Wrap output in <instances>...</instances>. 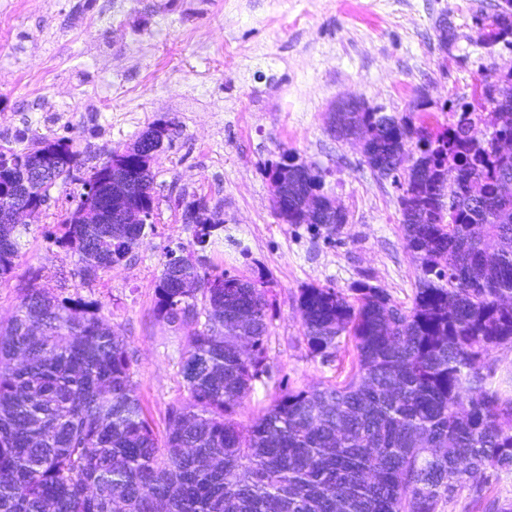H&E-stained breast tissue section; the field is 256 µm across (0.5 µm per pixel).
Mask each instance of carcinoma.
Masks as SVG:
<instances>
[{"label": "carcinoma", "instance_id": "carcinoma-1", "mask_svg": "<svg viewBox=\"0 0 512 512\" xmlns=\"http://www.w3.org/2000/svg\"><path fill=\"white\" fill-rule=\"evenodd\" d=\"M473 26L483 47L512 49V0ZM493 111L475 101L451 107L456 120L433 133L413 113L345 112L336 139L367 135L376 173L407 158L399 204L406 245L420 263L410 305L361 282L346 294L308 286L298 306L309 355L334 361L340 338L356 361L346 378L311 390L284 388L243 434L234 421L253 383L267 373L269 314L264 276L201 271L193 251L164 252L158 317L183 332L188 397L170 408L159 437L145 415L124 339L101 305L20 289L0 324V512H441L466 488L482 498L489 477L512 476V389L502 390L493 350L512 343V78ZM491 129L480 140L466 115ZM158 122L130 148L88 168L67 137L0 153V202L39 206L62 180L78 181L77 207L55 242L94 281L120 266L145 224L112 222V179L131 199L154 202L149 152ZM49 172L35 175L37 168ZM272 193L290 224L345 223L324 192L325 172L294 151L269 164ZM319 203L311 220L302 204ZM101 223H78L85 203ZM195 238L223 221L194 202ZM26 224H0V279L21 257Z\"/></svg>", "mask_w": 512, "mask_h": 512}]
</instances>
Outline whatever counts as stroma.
I'll use <instances>...</instances> for the list:
<instances>
[{"label": "stroma", "instance_id": "stroma-1", "mask_svg": "<svg viewBox=\"0 0 512 512\" xmlns=\"http://www.w3.org/2000/svg\"><path fill=\"white\" fill-rule=\"evenodd\" d=\"M498 0H0V148L69 137L87 166L106 161L154 123L167 124L154 166L153 231L118 269L93 282L54 242L82 191L58 183L30 217L23 257L0 280V322L17 290L41 270L38 288L98 301L132 356L144 410L165 433L169 407L187 396L181 332L155 311L165 247L192 243L188 202L218 209L224 227L204 251L206 266L239 278L265 269L268 373L236 421L249 429L283 387L344 380L354 349L342 340L334 362L313 360L298 308L301 288L345 290L365 282L410 304L420 267L407 249L392 179L369 168L359 144L327 130L337 100L359 98L407 112L431 103L433 131L448 124V101L478 98L512 51L487 53L471 23ZM455 34L442 46L437 25ZM292 150L325 171V190L347 215L340 228L287 224L272 209L263 173Z\"/></svg>", "mask_w": 512, "mask_h": 512}]
</instances>
